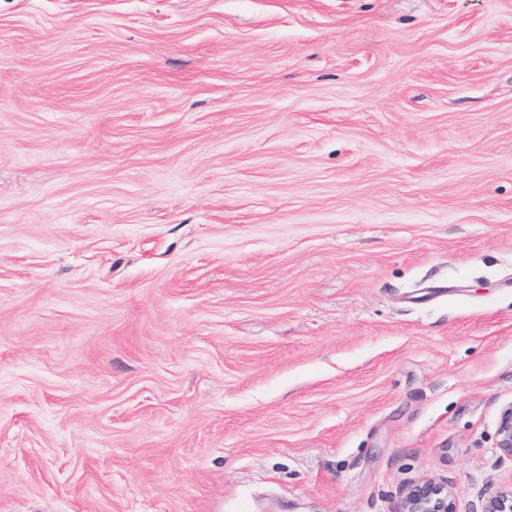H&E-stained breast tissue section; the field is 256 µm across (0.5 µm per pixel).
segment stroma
Segmentation results:
<instances>
[{
	"label": "stroma",
	"mask_w": 512,
	"mask_h": 512,
	"mask_svg": "<svg viewBox=\"0 0 512 512\" xmlns=\"http://www.w3.org/2000/svg\"><path fill=\"white\" fill-rule=\"evenodd\" d=\"M511 404L512 0H0V512H481ZM399 512H457V510L447 484L423 480L406 486Z\"/></svg>",
	"instance_id": "35a3bbf8"
}]
</instances>
